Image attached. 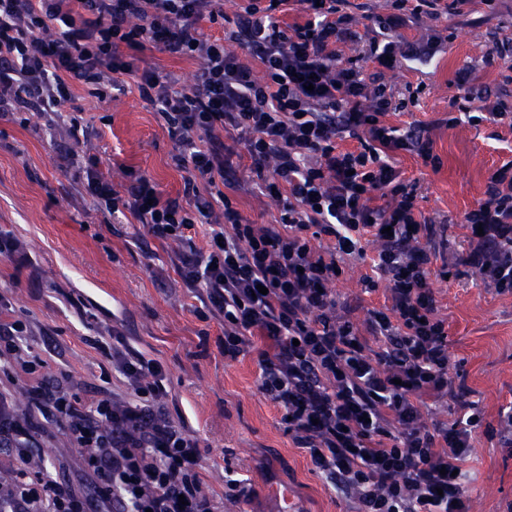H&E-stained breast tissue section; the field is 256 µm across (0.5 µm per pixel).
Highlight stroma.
<instances>
[{"mask_svg": "<svg viewBox=\"0 0 512 512\" xmlns=\"http://www.w3.org/2000/svg\"><path fill=\"white\" fill-rule=\"evenodd\" d=\"M512 38V0L488 9L473 0L462 15L424 18L396 33L415 41L434 35L439 47L427 59L408 60L384 78L397 90L422 85L414 105L389 115L390 125L445 117L463 102L469 87L502 86L501 63L486 64L490 33ZM469 69L470 86L456 74ZM53 119L36 112L0 117V235L20 242L23 262L0 258L1 316L30 329V359L44 375L85 400L130 399L126 378L112 365L113 352L158 362L164 373L160 409L197 440L202 473L224 512H349L343 496L312 471L282 421L281 411L257 386V352L224 359V324L201 303L200 291L183 282L172 260L189 247H204L208 225H197L192 242L154 240L142 225L112 217L81 194L86 157L94 156L113 183L132 166L147 173L163 197L183 194V171L173 161L177 144L155 108L134 82L124 93L101 98L83 85ZM86 131L74 141L71 122ZM439 170L400 153L393 166L402 179L419 184L417 206L426 216L449 218L439 229L438 262L456 264L469 247L464 213L480 198L487 175L512 160V128L489 121L435 129ZM75 159L59 166L61 150ZM245 220L272 224L281 206L252 189L232 194ZM364 256L346 259L332 283L337 300L354 308L357 321L387 302L376 276L375 246L363 239ZM440 315L448 326L451 374L460 376L482 414L465 465L470 512H512V449L493 429L512 409V295L501 294L479 276L432 277ZM31 378L20 365L0 371V392L30 423L33 465L44 464L86 491L91 478L83 449L46 423L30 395Z\"/></svg>", "mask_w": 512, "mask_h": 512, "instance_id": "1", "label": "stroma"}]
</instances>
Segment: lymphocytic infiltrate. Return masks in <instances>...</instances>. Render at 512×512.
Returning a JSON list of instances; mask_svg holds the SVG:
<instances>
[{"instance_id": "f902f5d3", "label": "lymphocytic infiltrate", "mask_w": 512, "mask_h": 512, "mask_svg": "<svg viewBox=\"0 0 512 512\" xmlns=\"http://www.w3.org/2000/svg\"><path fill=\"white\" fill-rule=\"evenodd\" d=\"M441 2L388 0L383 27L392 33L425 15L439 18ZM350 5L242 0L223 37L212 38L201 24L223 21V0H0V111L54 112L71 99L73 83L103 95L123 91L132 77L180 147L173 161L186 173L184 195L163 198L132 168L114 185L93 159L83 195L159 241H185L196 225H210L205 249L175 268L222 318L225 360L237 361L254 338L265 341L260 391L351 512H469L470 435L444 422L426 429L415 402L448 394V332L426 246L437 222L417 211V183L390 163L406 152L439 169L434 127L420 123L401 134L386 124V115L408 106L382 80L403 52L391 38L361 39ZM286 14L291 23H283ZM350 44L359 53L343 59ZM148 46L198 60L192 84L127 60L126 50ZM242 49L263 78L240 61ZM228 135L243 143L261 193L280 202L276 223H247L234 207ZM347 137L357 150L340 148ZM463 221L483 228L474 257L484 281L512 294V270L486 249L512 224V161L489 173ZM312 230L331 247H312ZM364 231L389 293L388 306L368 311L366 336L329 289L342 273L339 257L359 252ZM28 335L24 322L0 318V358L23 365L38 409L86 449L93 490L76 493L47 469L28 474V425L0 393V439L23 464L14 481L0 482V512H219L196 440L156 407L159 363L119 359L132 399L87 402L39 374L25 355Z\"/></svg>"}]
</instances>
